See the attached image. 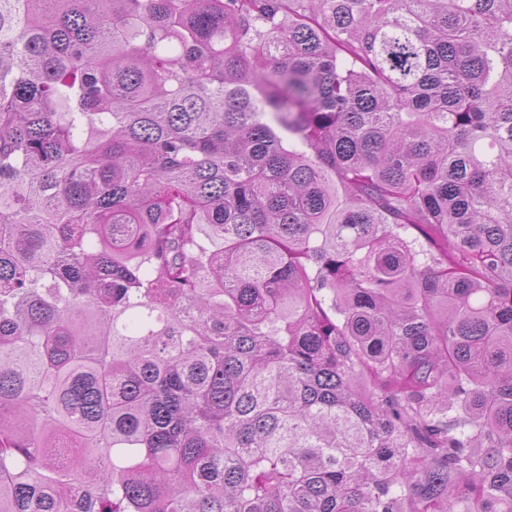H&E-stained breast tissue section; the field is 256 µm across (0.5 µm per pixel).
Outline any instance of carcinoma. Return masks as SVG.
Segmentation results:
<instances>
[{
	"mask_svg": "<svg viewBox=\"0 0 512 512\" xmlns=\"http://www.w3.org/2000/svg\"><path fill=\"white\" fill-rule=\"evenodd\" d=\"M0 512H512V0H0Z\"/></svg>",
	"mask_w": 512,
	"mask_h": 512,
	"instance_id": "obj_1",
	"label": "carcinoma"
}]
</instances>
